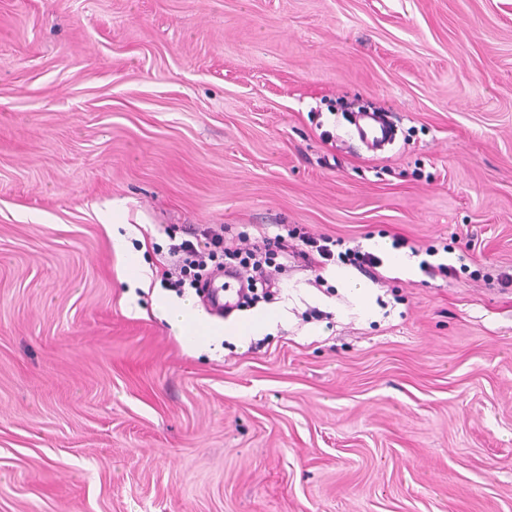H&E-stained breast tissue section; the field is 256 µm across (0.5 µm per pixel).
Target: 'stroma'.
<instances>
[{
  "mask_svg": "<svg viewBox=\"0 0 512 512\" xmlns=\"http://www.w3.org/2000/svg\"><path fill=\"white\" fill-rule=\"evenodd\" d=\"M205 224L382 264L289 240L278 320L193 348ZM505 274L512 0H0V512H512ZM345 112H364L355 122L353 137L367 150L373 153L383 151L392 145L394 131L384 113L373 112L374 107L359 101H350L344 106ZM304 235L306 234L303 233L302 236L299 235L298 238H301V241L305 245L310 246L311 248H315L318 256L322 259L318 261L321 265H326L328 262H335L336 246L342 247L347 243L341 238L334 239L333 237L325 235H322L319 238ZM337 257L341 262L349 263L359 270H366L367 268L368 270L369 268L376 269L382 263L378 256L370 252L362 251L359 245L346 247L344 251L338 253ZM191 301H183L175 305L161 304L160 309L164 318L171 324V326L177 330L180 334L190 332L195 335L198 343L209 342L215 336L229 335H242L239 331H232L230 328H215L210 321L190 311ZM201 320L202 324L199 329H193V323L197 320Z\"/></svg>",
  "mask_w": 512,
  "mask_h": 512,
  "instance_id": "stroma-1",
  "label": "stroma"
}]
</instances>
